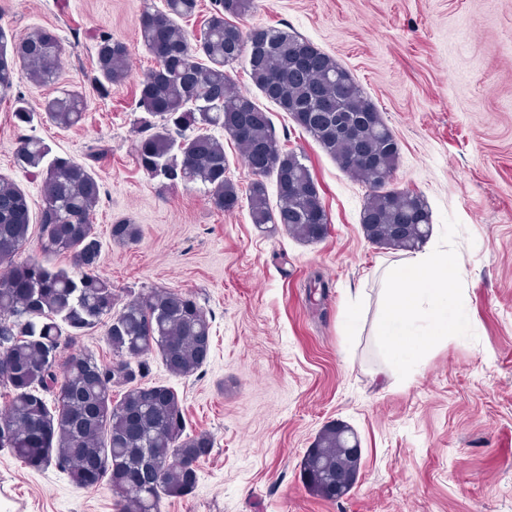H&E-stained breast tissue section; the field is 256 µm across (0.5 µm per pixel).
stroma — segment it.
<instances>
[{"label":"stroma","instance_id":"stroma-1","mask_svg":"<svg viewBox=\"0 0 512 512\" xmlns=\"http://www.w3.org/2000/svg\"><path fill=\"white\" fill-rule=\"evenodd\" d=\"M238 26L288 24L335 58L381 112L399 144L394 184L422 194L429 244L451 251L464 280L465 330L435 341L424 362L397 366L380 345L378 267L396 255L365 238V182L343 173L286 113L262 99L246 64L236 90L259 100L283 148L302 153L329 221L321 241L264 233L247 203L229 212L202 190H168L140 168L139 84L155 66L140 42L144 12L164 0H0L14 36L52 30L66 52L54 83H16L0 102V175L26 193L32 223L20 260L41 257V180L14 163L21 137L94 164L102 186L92 221L98 273L120 300L159 287L195 295L212 349L195 375L172 376L150 356L149 382L172 387L186 430L206 432L211 454L184 497L161 512H512V0H253ZM130 52L129 73L100 96L91 83L96 34ZM68 90L87 102L69 129L17 124L16 99L33 108ZM138 225L122 245L112 224ZM341 421L361 446L350 492L326 499L302 462L319 431ZM0 512H116L107 484L77 486L0 449Z\"/></svg>","mask_w":512,"mask_h":512}]
</instances>
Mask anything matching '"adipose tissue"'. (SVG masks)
Returning a JSON list of instances; mask_svg holds the SVG:
<instances>
[{
	"mask_svg": "<svg viewBox=\"0 0 512 512\" xmlns=\"http://www.w3.org/2000/svg\"><path fill=\"white\" fill-rule=\"evenodd\" d=\"M461 279L453 255L436 246L409 253L385 269L378 336L401 363L423 362L437 339L461 329L453 291Z\"/></svg>",
	"mask_w": 512,
	"mask_h": 512,
	"instance_id": "obj_1",
	"label": "adipose tissue"
}]
</instances>
